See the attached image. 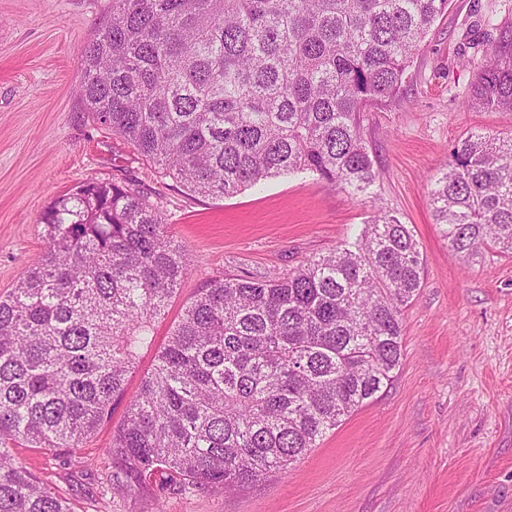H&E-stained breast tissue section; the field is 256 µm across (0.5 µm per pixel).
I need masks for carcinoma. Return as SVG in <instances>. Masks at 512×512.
I'll use <instances>...</instances> for the list:
<instances>
[{
    "instance_id": "cac0c4a2",
    "label": "carcinoma",
    "mask_w": 512,
    "mask_h": 512,
    "mask_svg": "<svg viewBox=\"0 0 512 512\" xmlns=\"http://www.w3.org/2000/svg\"><path fill=\"white\" fill-rule=\"evenodd\" d=\"M450 0H112L83 51L97 124L192 193L310 173L372 196L363 113L392 102ZM462 101L512 112V21ZM448 249L512 252V136L469 134L430 191ZM47 248L0 295V512H75L7 448L72 454L110 421L189 274L159 205L89 181L43 212ZM411 226L382 206L352 242L275 277L214 278L157 350L103 453L117 491H232L287 473L391 383L421 288Z\"/></svg>"
}]
</instances>
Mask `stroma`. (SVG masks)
<instances>
[{
	"label": "stroma",
	"instance_id": "stroma-1",
	"mask_svg": "<svg viewBox=\"0 0 512 512\" xmlns=\"http://www.w3.org/2000/svg\"><path fill=\"white\" fill-rule=\"evenodd\" d=\"M112 0H0V293L47 242L40 218L89 181L130 182L160 203L190 271L142 350L108 423L80 451L14 455L75 512H512V254L452 255L430 191L466 133L512 135V112L461 100L512 0H451L396 99L369 113L366 143L382 204L415 231L422 287L403 312V356L379 397L329 431L292 466L231 493L113 490L102 450L150 371L182 307L211 279L287 273L353 239L368 198L312 174L282 175L228 198L190 193L135 148L91 121L77 89L82 54Z\"/></svg>",
	"mask_w": 512,
	"mask_h": 512
}]
</instances>
